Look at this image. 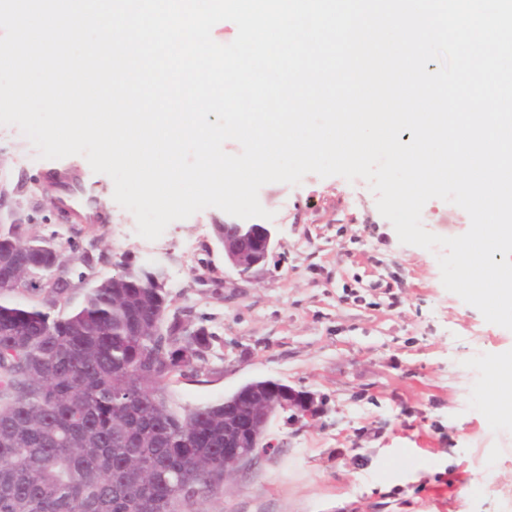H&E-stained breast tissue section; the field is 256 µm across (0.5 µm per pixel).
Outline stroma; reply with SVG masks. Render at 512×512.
Listing matches in <instances>:
<instances>
[{
    "label": "stroma",
    "instance_id": "stroma-1",
    "mask_svg": "<svg viewBox=\"0 0 512 512\" xmlns=\"http://www.w3.org/2000/svg\"><path fill=\"white\" fill-rule=\"evenodd\" d=\"M81 171L95 200L89 224L63 220L43 195L47 171ZM0 218L46 238L66 263V315L88 289L116 273L119 255L166 273L173 306L215 333L210 372L168 381L184 412L251 381L313 394L316 420L272 418L269 451L226 482L205 512H512V421L492 415V367L512 351V330L447 291L434 253L399 241L367 181L304 176L259 191L272 211L276 248L243 278L224 264L215 227L201 210L154 241L113 199L114 184L80 155L39 158L13 126L0 125ZM439 236L465 233L461 208L439 199L422 211ZM97 242L85 266L72 244Z\"/></svg>",
    "mask_w": 512,
    "mask_h": 512
}]
</instances>
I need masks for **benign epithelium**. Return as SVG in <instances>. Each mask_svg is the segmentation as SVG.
<instances>
[{
  "label": "benign epithelium",
  "mask_w": 512,
  "mask_h": 512,
  "mask_svg": "<svg viewBox=\"0 0 512 512\" xmlns=\"http://www.w3.org/2000/svg\"><path fill=\"white\" fill-rule=\"evenodd\" d=\"M274 249V230L271 226L224 224V259L239 276L249 278L264 268L273 256ZM272 397L270 407L267 408L246 384L237 391L236 403L233 404L230 415L235 421H242L247 425L259 421L263 428L267 427L280 410L292 411L290 418L297 423L303 420L313 421L318 417L319 405L312 395L299 394L291 389L288 394L281 395L276 388L272 391ZM254 458L255 453H246L236 441L224 439V478H229Z\"/></svg>",
  "instance_id": "obj_1"
}]
</instances>
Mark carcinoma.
<instances>
[{"label": "carcinoma", "mask_w": 512, "mask_h": 512, "mask_svg": "<svg viewBox=\"0 0 512 512\" xmlns=\"http://www.w3.org/2000/svg\"><path fill=\"white\" fill-rule=\"evenodd\" d=\"M115 266L55 316L60 255L21 224L0 234V512H197L223 488L232 397L179 413L161 387L207 374L214 336L170 310L158 270Z\"/></svg>", "instance_id": "carcinoma-1"}]
</instances>
